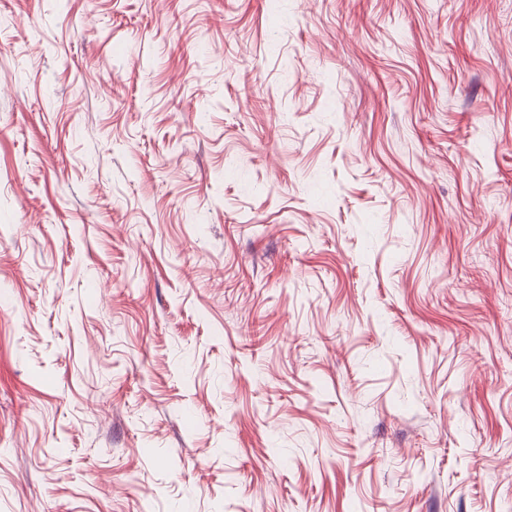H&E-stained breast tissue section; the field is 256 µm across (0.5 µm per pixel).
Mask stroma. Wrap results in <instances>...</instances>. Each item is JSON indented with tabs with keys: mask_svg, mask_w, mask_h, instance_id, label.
I'll list each match as a JSON object with an SVG mask.
<instances>
[{
	"mask_svg": "<svg viewBox=\"0 0 512 512\" xmlns=\"http://www.w3.org/2000/svg\"><path fill=\"white\" fill-rule=\"evenodd\" d=\"M0 512H512V0H0Z\"/></svg>",
	"mask_w": 512,
	"mask_h": 512,
	"instance_id": "1",
	"label": "stroma"
}]
</instances>
